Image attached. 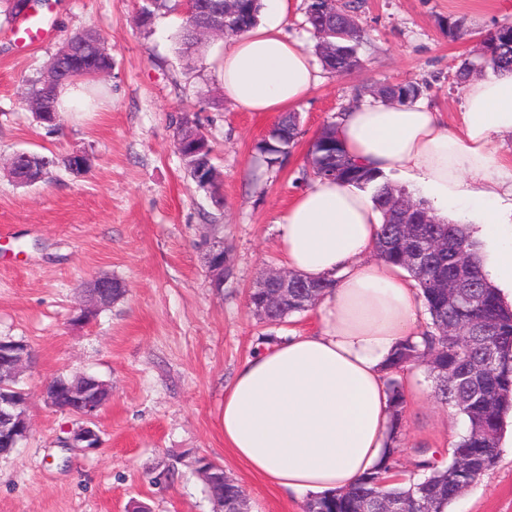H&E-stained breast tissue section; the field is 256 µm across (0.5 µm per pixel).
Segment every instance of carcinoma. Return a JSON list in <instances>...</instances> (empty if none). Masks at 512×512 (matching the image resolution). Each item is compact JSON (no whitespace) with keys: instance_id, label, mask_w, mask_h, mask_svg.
Here are the masks:
<instances>
[{"instance_id":"obj_1","label":"carcinoma","mask_w":512,"mask_h":512,"mask_svg":"<svg viewBox=\"0 0 512 512\" xmlns=\"http://www.w3.org/2000/svg\"><path fill=\"white\" fill-rule=\"evenodd\" d=\"M242 14L241 31L257 23L262 0H238ZM324 0H308L305 24L318 39L317 46L331 50L320 55L327 63L326 69L335 73H348L359 68L358 48L362 44L361 30H348L339 24L344 17L357 15L362 7L359 0H336L331 13H326ZM100 37L92 32L75 33L69 41L79 45L77 54L70 58L53 57L48 65V77L33 85L25 101L39 99L47 115L38 117L43 123L56 126L60 121L57 89L52 77L60 72L76 80L93 78L109 66L100 53ZM490 68L493 72L512 71V22H504L482 37L477 61L462 60L455 71L457 83L466 82L470 74ZM422 94V86L413 82L378 87H365L356 93L354 102L360 103L370 95L385 102L412 103ZM336 123L323 128L324 137L315 142L308 158L310 173L315 178L331 179L371 191L372 199L382 214V224L376 243L377 256L388 263L403 267L417 282L418 299L429 315L430 322L423 332L422 342L411 339L399 342L385 366V384L391 407L389 456L385 466L366 474L349 490L330 496L309 499L305 512L324 508L327 512H356L359 503L375 505L384 497L406 498L410 512H442L471 483L478 481L497 460L498 442L503 414L512 408V309L503 306L496 289L488 282L477 251V243L461 224L443 221L431 212L422 201L413 200L406 193L387 182H379L382 175L351 160L335 138ZM299 134L298 117L294 112L282 114L269 135L260 140L255 150L267 166L283 161L290 153ZM197 167H187L192 179L200 188L207 184L197 180V171L214 174L210 151L199 154ZM69 159L60 160L31 153L32 177L41 179L54 166L68 168ZM423 256L424 266L410 262L414 254ZM463 257L468 267L467 298L454 304L448 303V289L455 287L449 277L458 257ZM333 287V281H308L288 295V303L268 312L265 320L279 324L297 312L307 310L314 300ZM472 322L480 325L483 335L462 340L452 334V329ZM491 353L495 365L491 372L472 376V363ZM432 356L427 365L435 380L436 398L463 415L467 429L452 448L451 461L439 466L427 456V450H416L414 467L427 473L417 480L391 483L385 474L397 465L396 442L400 434L406 404L404 384L400 377L405 367L418 363L426 355ZM205 474L210 497L224 498L230 509L242 495L233 478L212 462L200 465Z\"/></svg>"}]
</instances>
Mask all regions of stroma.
Wrapping results in <instances>:
<instances>
[{"label": "stroma", "mask_w": 512, "mask_h": 512, "mask_svg": "<svg viewBox=\"0 0 512 512\" xmlns=\"http://www.w3.org/2000/svg\"><path fill=\"white\" fill-rule=\"evenodd\" d=\"M44 16L50 36L26 50L13 41V25H0V159L85 151L91 167L80 174L55 168L30 186L0 170V337L25 340L33 353L23 374L31 433L0 457V512H214L197 469L202 457L240 485L248 512H304L305 499L271 488L225 448L221 425L224 393L255 349L317 323L313 307L271 325L248 305L261 271L281 265L276 222L311 180L313 141L357 88L415 82L421 103L455 111L456 65L475 54L482 36L512 21V0H364L361 67L344 75L320 70V84L296 108V143L272 168L255 146L278 116L242 111L225 98L227 38L183 55L181 12L146 26L138 0H49ZM451 17L464 21L452 35ZM89 29L112 56L111 72L95 79L103 96L48 128L24 93L71 34ZM186 112L213 149L221 206L197 187L175 149ZM216 241L231 259L220 288L205 258ZM101 275L122 280L125 295L91 321H74L83 288ZM82 373L112 387L95 451L71 444L77 418L41 397L52 377ZM402 377L399 471L413 472L419 447L447 464L464 418L436 400L426 366L407 367ZM168 463L177 467L173 482L154 483ZM448 512H512V429L502 430L495 466Z\"/></svg>", "instance_id": "obj_1"}]
</instances>
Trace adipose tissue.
<instances>
[{
  "instance_id": "ef3b65f1",
  "label": "adipose tissue",
  "mask_w": 512,
  "mask_h": 512,
  "mask_svg": "<svg viewBox=\"0 0 512 512\" xmlns=\"http://www.w3.org/2000/svg\"><path fill=\"white\" fill-rule=\"evenodd\" d=\"M291 0H264L259 22L224 49V95L248 112L283 113L320 77L283 32ZM346 153L416 190L437 215L465 211L485 246L484 271L512 305V75L467 82L455 116L419 103L353 105L336 120ZM381 214L368 193L316 178L277 223L284 265L334 280L317 329L269 344L224 394V443L251 472L296 497L353 486L387 453L391 404L385 363L419 338L417 289L375 252Z\"/></svg>"
}]
</instances>
